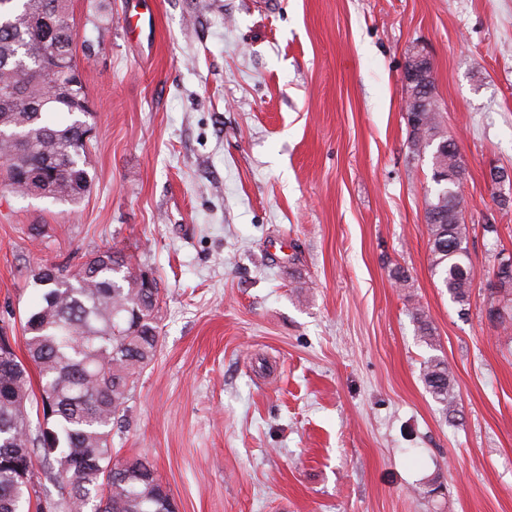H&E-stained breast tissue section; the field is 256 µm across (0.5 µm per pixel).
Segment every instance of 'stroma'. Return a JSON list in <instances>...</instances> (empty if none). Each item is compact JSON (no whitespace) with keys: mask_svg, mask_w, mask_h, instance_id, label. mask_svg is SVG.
Wrapping results in <instances>:
<instances>
[{"mask_svg":"<svg viewBox=\"0 0 512 512\" xmlns=\"http://www.w3.org/2000/svg\"><path fill=\"white\" fill-rule=\"evenodd\" d=\"M132 1L74 0L89 193L0 191L17 355L29 269L116 247L157 278L162 320L112 446L147 457L179 512H512V330L485 286L512 254V206L487 180L512 170V0H136L138 42ZM417 46L466 162L463 312L431 272L430 163L407 140ZM433 354L449 415L422 382ZM422 380L428 392L442 405L445 413L455 410L453 373L446 360L436 355L429 356L424 361Z\"/></svg>","mask_w":512,"mask_h":512,"instance_id":"obj_1","label":"stroma"}]
</instances>
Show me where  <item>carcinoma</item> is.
I'll list each match as a JSON object with an SVG mask.
<instances>
[{
  "mask_svg": "<svg viewBox=\"0 0 512 512\" xmlns=\"http://www.w3.org/2000/svg\"><path fill=\"white\" fill-rule=\"evenodd\" d=\"M73 0L0 2V85L16 89L0 97V165L12 193L76 204L91 182L82 141L87 99L84 86L71 99H52L39 70L41 42L32 32L41 19L62 61L74 56L77 33L63 26ZM424 128L409 135L413 153L429 155L434 190L424 213L431 268L450 300L465 310L473 287L466 262L469 229L462 220L458 192L465 169L446 155L448 177L436 167L435 153L451 142L437 112H423ZM141 268L123 250L102 256L73 271L53 264L31 269L42 287L24 323L27 362L16 353L0 355V512H29L38 493L34 460L56 485L65 512H176L171 490L145 458H114L112 428L124 420L134 383L154 360L160 338L159 292L138 287ZM494 320L512 325V289ZM426 346H435L434 330L420 309L412 313ZM39 382L36 403L47 408L32 434L29 367ZM422 380L428 392L452 412L456 406L453 373L446 360L424 361Z\"/></svg>",
  "mask_w": 512,
  "mask_h": 512,
  "instance_id": "carcinoma-1",
  "label": "carcinoma"
}]
</instances>
